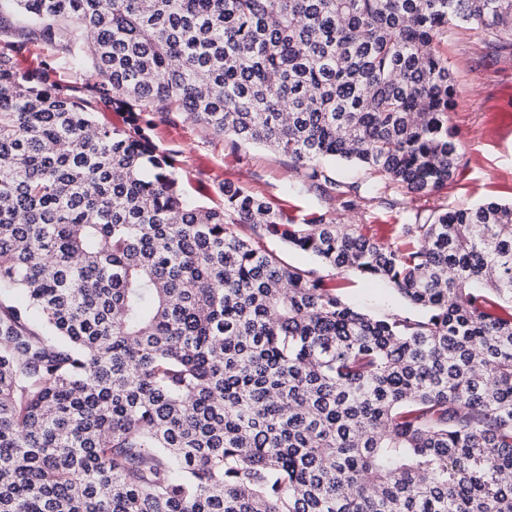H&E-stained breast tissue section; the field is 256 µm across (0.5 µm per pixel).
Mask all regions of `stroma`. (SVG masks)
<instances>
[{"instance_id": "35a3bbf8", "label": "stroma", "mask_w": 512, "mask_h": 512, "mask_svg": "<svg viewBox=\"0 0 512 512\" xmlns=\"http://www.w3.org/2000/svg\"><path fill=\"white\" fill-rule=\"evenodd\" d=\"M448 66L455 77L451 124L460 143L462 163L450 185L431 196L428 207H464L492 199L512 202V58L494 56L486 37L471 27H459L448 36ZM164 151L180 154L190 186H205L216 193L229 180L267 200L285 204L288 215L303 218L312 212L329 213L342 224L358 225L377 241L392 240L413 214L417 203L401 188L384 189L386 207L359 214L332 209L327 197L302 188L289 174L286 157L257 146L230 152L227 141L196 125L176 121L163 127L156 139ZM344 300L381 316L402 308L392 289L348 274Z\"/></svg>"}]
</instances>
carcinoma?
Masks as SVG:
<instances>
[{"mask_svg":"<svg viewBox=\"0 0 512 512\" xmlns=\"http://www.w3.org/2000/svg\"><path fill=\"white\" fill-rule=\"evenodd\" d=\"M462 25L512 56V0H0V512H512V203L380 243L228 180L202 203L147 134L260 144L346 210L377 186L336 161L428 198ZM263 243L266 247L274 250L277 255L286 263L303 268H316L315 261L308 255L289 248L286 244L272 237H265ZM342 276L349 282L344 289L343 298L355 307L372 315L382 316L405 306V302L390 288L371 284L353 273Z\"/></svg>","mask_w":512,"mask_h":512,"instance_id":"obj_1","label":"carcinoma"}]
</instances>
